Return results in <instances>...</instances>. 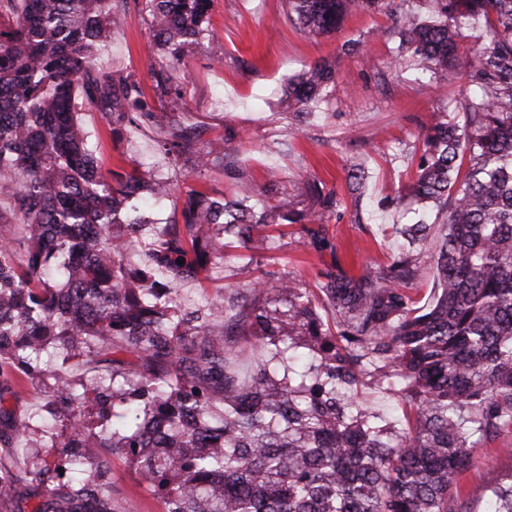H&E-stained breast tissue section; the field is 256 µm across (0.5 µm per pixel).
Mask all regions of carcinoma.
<instances>
[{"label":"carcinoma","mask_w":512,"mask_h":512,"mask_svg":"<svg viewBox=\"0 0 512 512\" xmlns=\"http://www.w3.org/2000/svg\"><path fill=\"white\" fill-rule=\"evenodd\" d=\"M111 2L0 0V505L114 512L122 454L162 512H464L473 437L512 427V0H287L307 34L355 12L394 16L392 66L435 85L477 30L467 94L433 113L392 198L417 204L402 237H438L436 292L422 306L412 285L425 266L411 251L358 276L328 270L311 288L257 278L240 299L219 288L176 303L177 284L229 249L266 257L279 226L324 245L307 225L342 216L345 202L316 177L288 191L272 171L255 189L234 132L206 138L178 108L149 106L138 83L99 73L123 25ZM212 5L146 0L150 48L167 60L153 77L174 101L170 71L195 54ZM337 68L323 60L288 78L297 121ZM78 95L111 125L159 130L171 175L102 171ZM221 166L241 196L192 189L182 221L150 218L184 168ZM365 179L351 162L353 224ZM147 228L153 247L125 262ZM367 377L404 402L403 425L358 403ZM26 384L38 401L16 420L4 400ZM485 512H512V482Z\"/></svg>","instance_id":"1"}]
</instances>
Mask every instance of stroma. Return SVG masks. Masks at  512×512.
Segmentation results:
<instances>
[{"instance_id": "1", "label": "stroma", "mask_w": 512, "mask_h": 512, "mask_svg": "<svg viewBox=\"0 0 512 512\" xmlns=\"http://www.w3.org/2000/svg\"><path fill=\"white\" fill-rule=\"evenodd\" d=\"M113 7L125 22L97 59V68L139 82L145 100L156 110L170 108V99L160 95L150 75L164 59L149 49L152 37L142 0H114ZM286 9L285 0H214L209 36L186 68L173 74L183 91L184 119L213 135L232 130L240 162L257 188L273 167L283 187L315 176L342 192L351 161L363 160L369 173L363 221L354 224L345 217L326 224L323 232L331 242L327 249L311 242L298 246L291 235L277 238L268 260L258 265L251 262L250 251L236 249L215 273L220 287L285 276L311 286L318 273L336 266L354 273L366 262L387 263L402 242L397 232L402 209L392 198L406 181L408 160L420 147L422 127L446 98L466 92L457 76L434 88L409 71L390 68L395 47L390 15L355 13L335 34L314 36L298 31ZM353 40L364 43L365 53H343V44ZM322 60L338 61L336 81L318 115L295 129L280 104L281 90L289 75ZM76 105L103 170H129L141 164L166 173L156 132L113 130L96 108L81 99ZM192 189L227 197L237 193L222 169L202 174L187 170L178 176L173 196L160 205L161 216H172ZM474 452L476 463L461 477L460 496L467 512H484L492 488L512 479V428L478 440ZM112 480L119 490L118 512H161L159 501L139 486L124 460L113 461Z\"/></svg>"}]
</instances>
